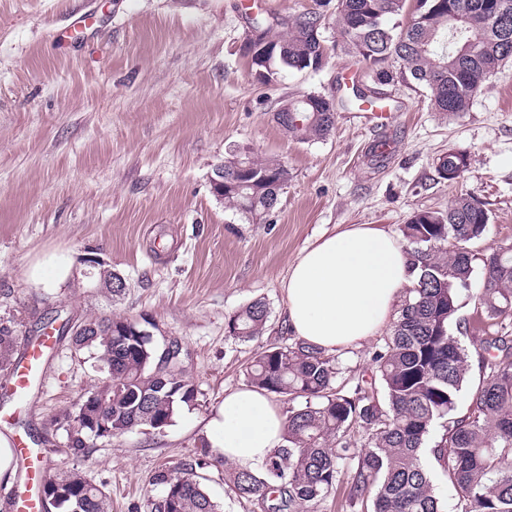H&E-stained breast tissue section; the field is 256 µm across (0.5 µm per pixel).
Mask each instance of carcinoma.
<instances>
[{"mask_svg":"<svg viewBox=\"0 0 512 512\" xmlns=\"http://www.w3.org/2000/svg\"><path fill=\"white\" fill-rule=\"evenodd\" d=\"M336 0V31L349 52L368 65L379 84L415 82L430 92L435 111L446 116L469 110L489 79L512 59V0ZM400 18L393 24L389 19ZM321 13L298 15L288 33L272 41L274 49L252 62L266 85L283 70L322 68L327 53L311 37ZM298 105L302 123H279L300 142L326 137L335 116L320 111L319 96ZM440 178L453 181L468 170L466 154L449 150L438 158ZM288 169L277 160H261L230 150L224 160V203L257 222L277 201ZM489 223L484 205L460 197L446 211L420 210L402 225L412 245L417 271L406 289L400 315L384 343L372 355V376L353 393L337 383L336 359L300 339L274 344L246 368L250 386L302 403L288 410L285 445L262 465V472L241 469L208 452L178 471L159 469L153 476L161 495L147 512H222L197 470L224 466V481L245 499L261 502L264 512H317L346 485L343 512H444L434 478L422 461L434 425L448 420L430 454L443 466L458 495L457 512H512V245L482 255L476 291L477 323L460 316L461 290L474 272L469 244ZM266 303L256 300L229 317L228 333L251 341L264 332ZM91 328L71 337L75 348L92 352L112 383L84 393L74 407L51 420L67 447L80 456L94 442L92 422L120 436L146 428L144 418L162 431L179 409L196 401L182 360L160 351L151 336H138L139 324L122 317L89 321ZM455 327L457 334L450 332ZM470 336V346L457 335ZM16 337L0 328V371H15ZM479 381L472 387L467 412L454 417L458 393L472 365ZM361 427L367 447H352L350 431ZM42 499H55L59 512H108L105 491L79 470L44 474Z\"/></svg>","mask_w":512,"mask_h":512,"instance_id":"obj_1","label":"carcinoma"}]
</instances>
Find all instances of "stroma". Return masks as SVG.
Listing matches in <instances>:
<instances>
[{
    "mask_svg": "<svg viewBox=\"0 0 512 512\" xmlns=\"http://www.w3.org/2000/svg\"><path fill=\"white\" fill-rule=\"evenodd\" d=\"M315 0H0V326L25 347L43 313L149 318L158 346L175 341L197 399L162 432L136 430L73 456L53 417L107 374L69 340L43 358L26 401L0 372V435L49 440V471L79 469L107 493L110 512H146L158 468L195 457L226 393L246 385V366L287 340L282 283L321 236L350 224L399 234L420 210H447L466 195L490 220L472 243L474 269L489 248L512 245V62L469 111L435 112L417 84L377 85L394 122L337 107L323 139H291L272 119L308 93L340 98L356 57L334 44V6L322 9L329 48L321 70H287L261 85L245 43L253 18L285 23ZM391 153L382 166L368 153ZM288 169L275 207L250 223L210 185L231 147ZM467 154L463 177H439L437 159ZM103 258L127 286L110 294L86 276ZM268 308L262 336L241 341L227 320L254 300ZM375 336L337 355L339 384L353 391L371 368Z\"/></svg>",
    "mask_w": 512,
    "mask_h": 512,
    "instance_id": "35a3bbf8",
    "label": "stroma"
}]
</instances>
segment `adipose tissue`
<instances>
[{
    "label": "adipose tissue",
    "instance_id": "obj_1",
    "mask_svg": "<svg viewBox=\"0 0 512 512\" xmlns=\"http://www.w3.org/2000/svg\"><path fill=\"white\" fill-rule=\"evenodd\" d=\"M413 281L398 238L373 224L349 225L292 264L282 285L288 327L328 355L362 346L391 322ZM286 427L266 392L244 386L225 395L208 424L207 442L227 461L252 470L283 444Z\"/></svg>",
    "mask_w": 512,
    "mask_h": 512
}]
</instances>
